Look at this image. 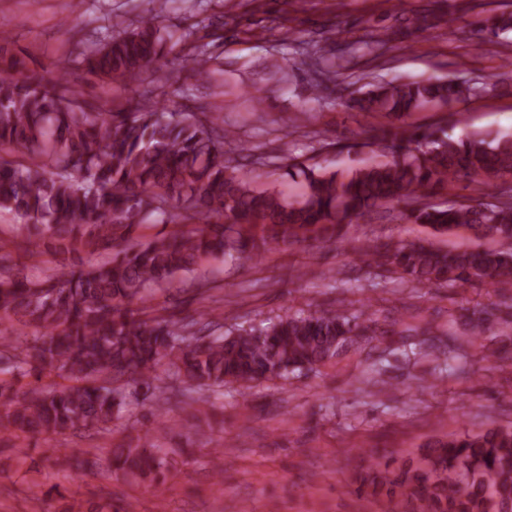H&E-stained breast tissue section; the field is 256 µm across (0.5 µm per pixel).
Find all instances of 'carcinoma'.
<instances>
[{"label":"carcinoma","mask_w":512,"mask_h":512,"mask_svg":"<svg viewBox=\"0 0 512 512\" xmlns=\"http://www.w3.org/2000/svg\"><path fill=\"white\" fill-rule=\"evenodd\" d=\"M479 32L492 41L512 33V12L487 17ZM171 36L159 17L117 38L84 46L86 72L103 82L139 83L164 57ZM0 209L18 219L10 244L0 243V441L43 445L85 429L106 427L140 393L157 410L176 402L196 425L209 422L197 407L200 391L290 379L317 370L367 342L384 343L368 321L336 309L284 314L264 326L228 333L212 323L152 315L146 290L168 284L203 263L228 257L258 262L274 246L300 234L335 236L343 226L386 204L410 206L407 219L438 234L466 227L512 243V202L449 207L420 203L454 181L482 184L512 175V134L467 130L439 137L398 120L430 103L458 102L486 90L477 82L427 78L394 83L374 79L355 90L351 107L382 113L391 123L372 130L370 144L384 159L350 176L305 173L306 191L290 202L255 191L241 164L224 150L233 138L221 116L147 111L127 102L119 111L95 110L68 87L67 72L40 79L28 54L12 48L0 20ZM183 68L207 72L203 50L176 57ZM173 223L145 241L134 234L150 223ZM54 256L97 254L66 274L32 279L12 251ZM364 262L403 282L424 287L479 283L512 293V247L442 251L400 241L368 245ZM490 303L473 310L482 330L509 324ZM416 346L460 375L457 348L424 332ZM385 347L372 363L386 384ZM179 386L165 391L158 370ZM55 372L63 384L41 385ZM25 378L32 382L23 385ZM112 468L156 490L170 471L168 452L148 432L115 449ZM357 492L402 497L404 512H512V426L451 435L404 467L356 476ZM62 512H114L112 501L72 504Z\"/></svg>","instance_id":"cac0c4a2"}]
</instances>
